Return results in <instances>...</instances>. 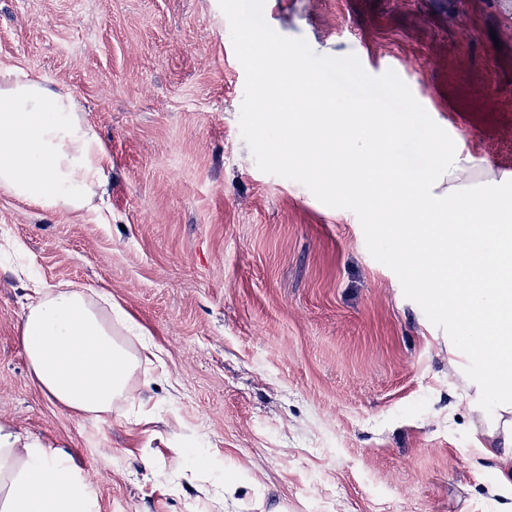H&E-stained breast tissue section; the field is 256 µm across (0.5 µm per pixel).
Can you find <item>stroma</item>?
<instances>
[{
	"instance_id": "35a3bbf8",
	"label": "stroma",
	"mask_w": 512,
	"mask_h": 512,
	"mask_svg": "<svg viewBox=\"0 0 512 512\" xmlns=\"http://www.w3.org/2000/svg\"><path fill=\"white\" fill-rule=\"evenodd\" d=\"M279 34L394 69L487 176L512 171V0H265ZM81 102L99 209L0 195V422L63 446L100 512H512L448 337L356 215L261 172L218 0H0V67ZM101 289L163 351L147 423L81 421L33 381L19 261Z\"/></svg>"
}]
</instances>
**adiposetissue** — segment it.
<instances>
[{"label": "adipose tissue", "instance_id": "obj_1", "mask_svg": "<svg viewBox=\"0 0 512 512\" xmlns=\"http://www.w3.org/2000/svg\"><path fill=\"white\" fill-rule=\"evenodd\" d=\"M252 89L256 122L276 160L315 157L318 192L393 226L390 245L421 294L448 318L449 369L473 390L475 442L512 479V172L481 177L475 162L419 128L417 113L344 101L310 64L267 36ZM413 140L424 162L401 163ZM112 160L73 95L0 67V193L52 210L96 209ZM20 339L43 393L78 419L133 404L132 383L162 350L102 290L30 282ZM0 512H99L64 449L0 423Z\"/></svg>", "mask_w": 512, "mask_h": 512}]
</instances>
